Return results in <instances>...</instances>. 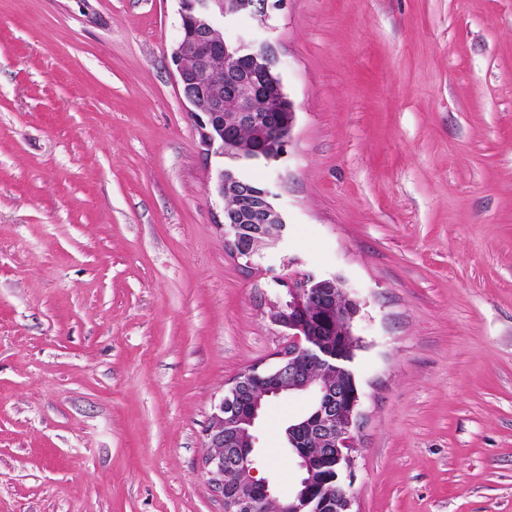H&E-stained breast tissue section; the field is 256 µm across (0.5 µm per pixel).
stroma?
<instances>
[{
  "instance_id": "1",
  "label": "stroma",
  "mask_w": 512,
  "mask_h": 512,
  "mask_svg": "<svg viewBox=\"0 0 512 512\" xmlns=\"http://www.w3.org/2000/svg\"><path fill=\"white\" fill-rule=\"evenodd\" d=\"M178 0H0V512H224V386L288 343L298 258L360 301L353 512H512V0H284L288 230L224 248L173 75ZM267 400L257 475L299 480Z\"/></svg>"
}]
</instances>
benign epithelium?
I'll use <instances>...</instances> for the list:
<instances>
[{
  "instance_id": "obj_1",
  "label": "benign epithelium",
  "mask_w": 512,
  "mask_h": 512,
  "mask_svg": "<svg viewBox=\"0 0 512 512\" xmlns=\"http://www.w3.org/2000/svg\"><path fill=\"white\" fill-rule=\"evenodd\" d=\"M180 26L189 34L175 44L171 61L184 99L192 106L200 144L207 155L267 162L282 158L292 140L296 123L294 103L285 92L279 74V57L272 44L251 31L236 40L224 39V26L238 17L280 6L284 0H178ZM224 73V89L216 92L211 78ZM248 127L254 139L242 140ZM214 191L223 199L233 195L240 205L223 210L225 247L247 268L255 266L263 252L280 248L287 223L275 204L277 194L268 186L255 191L235 168L215 172ZM293 259L284 264L288 274L276 283L288 287L289 300L268 303L270 321L288 337V346L268 367L252 366L236 376L213 405L204 433L201 473L223 501L224 512H254L261 502L285 506L289 512H352L350 486L339 481L332 492L314 497L323 483L324 463L336 460L342 468L352 464L355 433L360 427V392L357 382H333L337 362L359 312L341 277H317L300 273ZM252 378L267 381L261 393H249ZM308 391L316 410L292 427L291 457L300 481L286 499L265 478L256 477L253 455L255 431L262 400L284 393ZM229 447H224V443ZM245 466L244 480L224 487L226 472Z\"/></svg>"
}]
</instances>
